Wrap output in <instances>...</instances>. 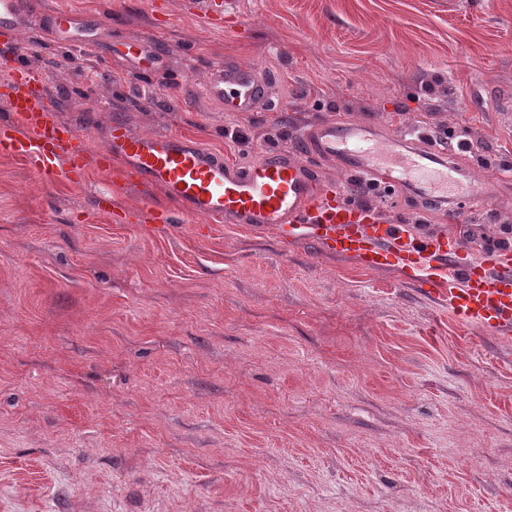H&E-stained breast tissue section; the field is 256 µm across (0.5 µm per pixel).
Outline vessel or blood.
Segmentation results:
<instances>
[{"label":"vessel or blood","mask_w":512,"mask_h":512,"mask_svg":"<svg viewBox=\"0 0 512 512\" xmlns=\"http://www.w3.org/2000/svg\"><path fill=\"white\" fill-rule=\"evenodd\" d=\"M25 13L24 0H0V31H21ZM98 25L95 18L75 22L66 12L47 18L62 44ZM126 55L138 65L160 62L149 40L128 44ZM13 71L8 95L13 120L0 125V151L28 161L36 173H61L78 184L89 162L106 167L118 158L122 164L113 167L115 183L160 186L181 212L255 230L270 228L287 239L314 241L367 269L398 270L407 282L436 294L463 322L492 331L512 328L511 256L470 254L445 232L414 235L407 225L348 204L340 192L321 190L316 170L285 151H267L239 166L193 139L137 134L116 120L105 132L103 150L90 159L76 128L41 107L36 74L19 63ZM204 92L225 111L242 114L255 111L267 87L256 66L227 61L212 68ZM412 137L407 130L383 138L374 126L333 121L318 123L306 134L313 155L339 162L350 176L369 177L385 188L406 186L423 200L443 203L458 195L472 203L486 202L485 182L460 180L445 159L412 148Z\"/></svg>","instance_id":"obj_1"}]
</instances>
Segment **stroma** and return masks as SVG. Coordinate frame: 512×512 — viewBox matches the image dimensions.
Listing matches in <instances>:
<instances>
[{"label":"stroma","mask_w":512,"mask_h":512,"mask_svg":"<svg viewBox=\"0 0 512 512\" xmlns=\"http://www.w3.org/2000/svg\"><path fill=\"white\" fill-rule=\"evenodd\" d=\"M18 57L90 153L107 125L247 165L309 157L323 121L395 132L476 179L486 208L373 204L479 253L512 227V0H28ZM102 18L61 47L48 14ZM153 39L164 67L122 56ZM275 111L207 99L224 59ZM465 146H447L450 131ZM112 199L111 211L97 207ZM157 186L37 176L0 153V512H512V337L391 269L190 214Z\"/></svg>","instance_id":"1"}]
</instances>
